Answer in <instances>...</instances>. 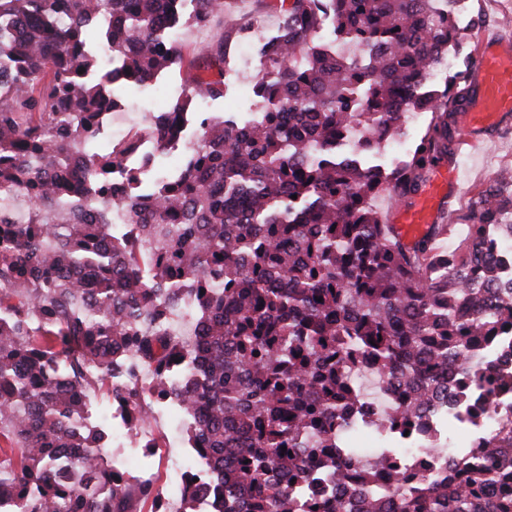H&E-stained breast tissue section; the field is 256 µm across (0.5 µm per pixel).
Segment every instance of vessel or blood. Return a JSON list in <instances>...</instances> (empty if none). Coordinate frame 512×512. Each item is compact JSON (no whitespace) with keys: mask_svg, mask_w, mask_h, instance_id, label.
<instances>
[{"mask_svg":"<svg viewBox=\"0 0 512 512\" xmlns=\"http://www.w3.org/2000/svg\"><path fill=\"white\" fill-rule=\"evenodd\" d=\"M469 82L468 100L457 109L461 130L455 146L462 153L481 147L487 130L512 120V38L499 31H482L478 37L477 63ZM424 195L409 206L392 209L388 221L400 240L419 236L426 225L442 221L446 203L459 191L456 168L432 175Z\"/></svg>","mask_w":512,"mask_h":512,"instance_id":"1","label":"vessel or blood"}]
</instances>
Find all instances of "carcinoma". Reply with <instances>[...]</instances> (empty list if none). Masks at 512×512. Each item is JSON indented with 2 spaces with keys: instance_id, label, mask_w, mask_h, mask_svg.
Segmentation results:
<instances>
[{
  "instance_id": "obj_1",
  "label": "carcinoma",
  "mask_w": 512,
  "mask_h": 512,
  "mask_svg": "<svg viewBox=\"0 0 512 512\" xmlns=\"http://www.w3.org/2000/svg\"><path fill=\"white\" fill-rule=\"evenodd\" d=\"M175 0H0V57L20 77L0 81V196L22 197L21 223L0 203V496L9 512H163L152 486L114 472L93 448L104 439L85 423L86 391L100 382L130 427L150 422L129 386L134 362L160 380L157 393L180 400L195 418L190 447L219 481L188 483L183 512L207 493L220 512H512V427L450 458L448 478L422 465L415 483L398 472L390 485L376 471L395 467L392 449L407 430L451 400L505 386L497 365L470 349L512 326V283L494 281V235L512 244V196L481 191L458 220L467 232L448 252L434 241L451 231L433 224L408 247L369 200L415 196L460 136L453 109L470 92L468 72L443 88L419 87L431 60L455 38L437 0H277L288 22L263 66L278 73L255 84L262 117L245 127L225 112L201 119L204 142L176 184L150 198L109 193L112 172L139 182L129 165L139 135L96 148L101 111L122 108L120 87L180 70L183 45L165 50L155 33L173 20ZM226 0H196V28L210 26ZM334 19L344 55L319 50L320 18ZM96 23L103 59L88 53ZM207 72L186 83L198 98L224 97V44ZM369 108L358 112L352 95ZM431 113L406 157L378 163L379 130L398 127L401 99ZM112 199L142 224L134 239L112 235L110 207L90 202L61 175L77 151ZM297 198H292V195ZM198 311V362L179 386L190 343L157 325L181 295ZM372 359L383 381L405 390L393 412L372 422L380 445L359 448L362 399L351 374ZM332 448L358 461L354 484L336 498L300 499L318 467L335 483L343 467Z\"/></svg>"
}]
</instances>
